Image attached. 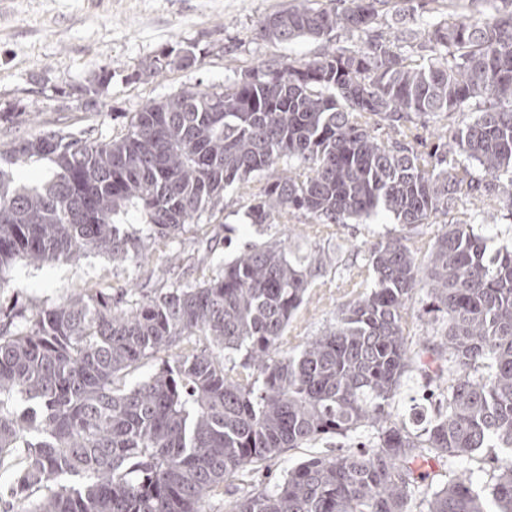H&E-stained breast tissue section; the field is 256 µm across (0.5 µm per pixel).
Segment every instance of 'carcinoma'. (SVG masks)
Masks as SVG:
<instances>
[{
    "mask_svg": "<svg viewBox=\"0 0 512 512\" xmlns=\"http://www.w3.org/2000/svg\"><path fill=\"white\" fill-rule=\"evenodd\" d=\"M405 0H290L261 38L330 42L380 24ZM448 0V17L402 37L378 34L299 64L270 61L216 89L183 88L133 113L108 140L61 132L0 149V272L94 250L146 257L214 215L228 188L256 185L248 219L297 212L313 224L387 214L408 231L463 196L512 208V9ZM196 47L165 50L153 70L186 68ZM101 71L80 91L97 96ZM475 106L468 122L465 105ZM448 120L433 150L406 140L416 120ZM49 163L40 185L22 159ZM472 222L427 244L388 235L369 250L357 297L296 354L284 337L323 253L248 243L200 284L124 308L83 288L16 326L0 323V468L8 512H205L239 471L286 448L370 428L378 441L289 469L227 512H410L430 462L512 449V249ZM440 341L417 353L442 388L434 420L411 433L391 411L410 367L406 302L418 287ZM197 337L131 387L144 360ZM245 351L241 362L235 354ZM484 507L469 476L433 492L427 512H512V460Z\"/></svg>",
    "mask_w": 512,
    "mask_h": 512,
    "instance_id": "cac0c4a2",
    "label": "carcinoma"
}]
</instances>
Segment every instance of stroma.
<instances>
[{
  "instance_id": "stroma-1",
  "label": "stroma",
  "mask_w": 512,
  "mask_h": 512,
  "mask_svg": "<svg viewBox=\"0 0 512 512\" xmlns=\"http://www.w3.org/2000/svg\"><path fill=\"white\" fill-rule=\"evenodd\" d=\"M289 0H0V106L21 103L23 113L0 122V144L11 139L62 128L74 136L106 140L119 133L145 103L180 89L223 86L233 68H248L267 59L298 64L325 50L311 39L287 44L263 40L260 21ZM196 46L194 65L164 72L146 67L161 51ZM112 79L95 100L79 101L75 92L100 70ZM248 195L227 189L224 209L212 220L187 225L174 241L160 243L144 260L117 261L96 251L77 259L62 258L42 266L15 264L0 276V314L15 308L32 314L68 296L104 282L112 295L129 302L215 274L246 243L272 242L287 250L325 251L337 258L314 281L287 330L286 349L297 353L311 337L335 323L352 299L350 282L365 264L367 250L387 233H401L392 217L378 215L350 224H312L296 214L286 224H250ZM475 218L477 228L495 245L512 247V208L490 200L462 198L446 215L430 217L420 231L435 240L448 224ZM424 290L406 304L410 350L426 344L436 326ZM429 393L418 372L404 374L392 406L413 432H421L431 415ZM361 429L328 435L299 448L286 449L265 466L239 472L206 504L207 512H224L225 504L272 487L285 472L312 456L334 455L356 442L372 439ZM512 452L484 448L454 463L433 464L430 490L472 471L476 490L489 495L501 459Z\"/></svg>"
}]
</instances>
